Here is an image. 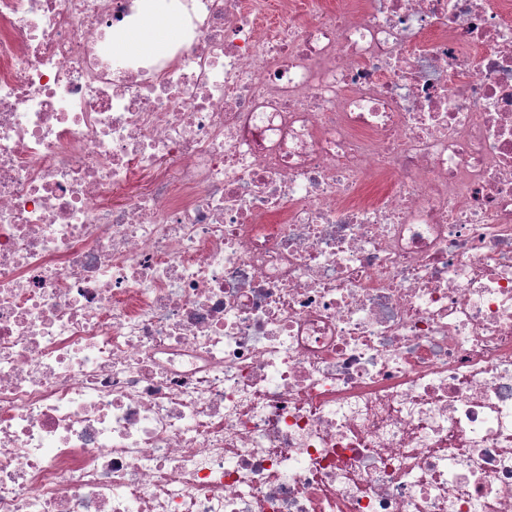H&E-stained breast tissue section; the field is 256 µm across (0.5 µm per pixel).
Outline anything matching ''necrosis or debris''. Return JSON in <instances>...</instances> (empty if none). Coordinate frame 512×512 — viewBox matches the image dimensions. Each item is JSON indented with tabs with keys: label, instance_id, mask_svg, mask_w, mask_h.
I'll return each instance as SVG.
<instances>
[{
	"label": "necrosis or debris",
	"instance_id": "necrosis-or-debris-1",
	"mask_svg": "<svg viewBox=\"0 0 512 512\" xmlns=\"http://www.w3.org/2000/svg\"><path fill=\"white\" fill-rule=\"evenodd\" d=\"M0 0V512H512V0ZM150 3L138 26L118 34L117 43L122 52L158 55L178 38L181 31L174 10H165L156 7L155 2Z\"/></svg>",
	"mask_w": 512,
	"mask_h": 512
}]
</instances>
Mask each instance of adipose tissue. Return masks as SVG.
<instances>
[{"mask_svg": "<svg viewBox=\"0 0 512 512\" xmlns=\"http://www.w3.org/2000/svg\"><path fill=\"white\" fill-rule=\"evenodd\" d=\"M179 34L173 11L152 5L144 11L138 26L118 34L117 42L125 53L158 55L165 52Z\"/></svg>", "mask_w": 512, "mask_h": 512, "instance_id": "ef3b65f1", "label": "adipose tissue"}]
</instances>
